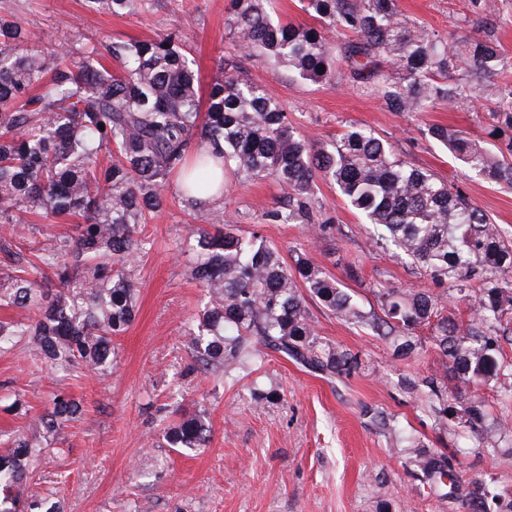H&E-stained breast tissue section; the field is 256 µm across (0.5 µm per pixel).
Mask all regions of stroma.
I'll return each mask as SVG.
<instances>
[{
  "instance_id": "stroma-1",
  "label": "stroma",
  "mask_w": 512,
  "mask_h": 512,
  "mask_svg": "<svg viewBox=\"0 0 512 512\" xmlns=\"http://www.w3.org/2000/svg\"><path fill=\"white\" fill-rule=\"evenodd\" d=\"M398 5L404 17L443 37L480 36L487 22L470 0ZM229 9L230 0H143L115 14L92 9L87 0H0V16L44 50L176 35L197 59L204 91L225 65L243 64L315 146L330 144L350 126H369L408 165L461 190L512 239V189L465 173L427 135L430 125L440 124L486 140L493 103L390 111L350 77L345 64H338L334 80L314 83L265 58H245L225 30ZM287 198V188L272 177H226L223 194L202 205L191 204L170 183L165 207L140 227L146 249L133 270L138 312L116 340L118 365L111 376L83 370L59 378L34 363L22 345L0 354V434L28 433L30 418L50 409L58 392L82 405L62 452H46L30 491L53 494L63 512H129L133 504L139 512H467L462 500L432 494L403 455L393 452L395 432L451 456L461 492L475 481L512 491V453L474 447L469 431L438 424L419 397L404 390V379L441 370L430 344L415 359H396L384 340L312 302L317 335L358 352L365 369L334 379L272 354L260 375L280 398L261 405L240 373L194 370L186 340L203 293L190 276L183 236L185 226L207 212H223L243 233L261 234L286 261L307 255L363 306L375 305L374 291L382 286L433 288L425 271L372 243L371 225L330 182L318 180L312 198L315 223L327 227L318 239L303 225L269 220ZM17 399L19 411L12 407ZM201 409L212 426L209 448L184 455L167 447L162 416ZM379 411L389 416V428L374 420Z\"/></svg>"
}]
</instances>
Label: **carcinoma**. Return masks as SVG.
<instances>
[{"instance_id": "obj_1", "label": "carcinoma", "mask_w": 512, "mask_h": 512, "mask_svg": "<svg viewBox=\"0 0 512 512\" xmlns=\"http://www.w3.org/2000/svg\"><path fill=\"white\" fill-rule=\"evenodd\" d=\"M488 16L479 37L444 38L400 17L398 0H303L317 25L283 23L269 0H231L225 28L246 57L261 56L299 77L329 81L346 62L354 81L393 112H427L446 102L464 109L494 101L489 147L465 132L432 125L428 136L464 170L512 188V90L498 81L504 66L491 0H473ZM353 39L336 45L329 33ZM104 65L97 47L72 51L29 46L15 22L0 17V223L12 237L0 252L14 262L0 283V305L27 312L0 320V352L24 344L34 360L65 378L79 369L107 377L117 365L116 338L137 312L133 263L144 250L138 231L145 215L161 210L167 187L181 180L189 199L224 191L217 169L237 176L275 177L288 188V203L270 212L282 224L311 223L316 182H332L373 227L376 243L424 269L467 302L469 323L446 311L443 296L426 289L383 287L377 307L363 308L349 291L309 257L290 267L260 237H247L224 218L208 213L190 228L195 255L192 279L206 301L193 321L187 347L204 374L235 369L251 376L253 364L275 351L314 372L351 376L358 354L315 333L306 299L336 318L387 340L394 354H418L417 331L431 330L445 372L416 382L436 421L454 420L476 434L479 447L497 451L512 429L485 426L488 405L462 387L496 382L503 375L500 339L512 334V244L490 217L459 189L429 171L406 165L373 130L352 126L331 146L317 148L288 124L275 96L252 83L245 69L223 68L201 109L193 61L176 38L113 42ZM104 129H99V125ZM116 156L100 165L99 155ZM45 221L77 217L74 234L53 237L24 260L12 246L26 240V217ZM480 281L474 290L471 282ZM255 401L278 398L261 377L250 382ZM34 428L63 439L81 403L61 392ZM166 444L193 453L210 443L205 411L166 424ZM398 452L440 499L457 496L451 459L404 438ZM45 449L24 434L0 447V512H61L48 497L24 493ZM512 499L474 483L466 494L470 512H488V500Z\"/></svg>"}]
</instances>
